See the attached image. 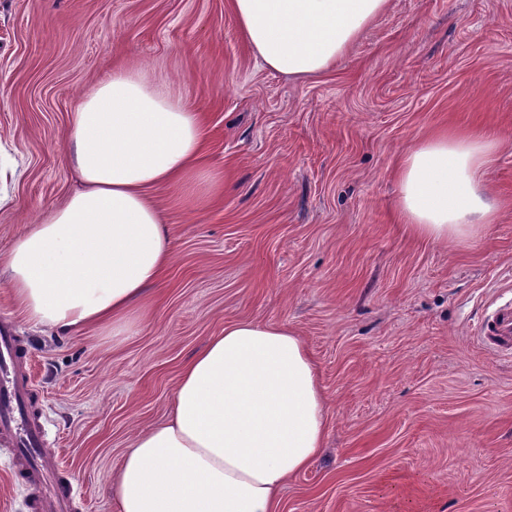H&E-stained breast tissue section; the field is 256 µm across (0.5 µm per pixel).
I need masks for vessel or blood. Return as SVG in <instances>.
<instances>
[{"instance_id":"obj_1","label":"vessel or blood","mask_w":512,"mask_h":512,"mask_svg":"<svg viewBox=\"0 0 512 512\" xmlns=\"http://www.w3.org/2000/svg\"><path fill=\"white\" fill-rule=\"evenodd\" d=\"M474 334L486 349L512 358V299L495 305L475 325ZM27 359L13 323L0 319V440L16 448L11 470L29 490L30 512H71L75 490L60 477V456L46 447Z\"/></svg>"}]
</instances>
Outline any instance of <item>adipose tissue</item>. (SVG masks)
I'll use <instances>...</instances> for the list:
<instances>
[{
  "label": "adipose tissue",
  "mask_w": 512,
  "mask_h": 512,
  "mask_svg": "<svg viewBox=\"0 0 512 512\" xmlns=\"http://www.w3.org/2000/svg\"><path fill=\"white\" fill-rule=\"evenodd\" d=\"M388 0H231L261 62L312 77L332 69ZM202 114L136 64L113 66L70 114L66 158L85 187L28 225L0 256V280L25 318L67 333H120L153 304L173 262L150 189L205 204L221 190L198 166ZM499 141L443 129L419 139L398 172L401 224L439 243L494 223L483 173ZM325 398L288 326L226 324L182 367L168 418L142 432L106 484L117 512H279L278 493L320 452Z\"/></svg>",
  "instance_id": "obj_1"
}]
</instances>
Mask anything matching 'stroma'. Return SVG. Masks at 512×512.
Returning a JSON list of instances; mask_svg holds the SVG:
<instances>
[{
    "instance_id": "35a3bbf8",
    "label": "stroma",
    "mask_w": 512,
    "mask_h": 512,
    "mask_svg": "<svg viewBox=\"0 0 512 512\" xmlns=\"http://www.w3.org/2000/svg\"><path fill=\"white\" fill-rule=\"evenodd\" d=\"M162 77L204 115L200 165L224 194L197 208L156 190L174 260L149 319L121 335L29 323L0 283L77 488L72 512H116L106 476L163 421L183 363L225 323L287 325L326 398L321 454L281 512H512V360L478 318L512 268V0H388L332 70L264 66L228 0H0V253L81 182L69 114L118 63ZM497 137L498 219L457 246L398 216L397 169L442 128Z\"/></svg>"
}]
</instances>
